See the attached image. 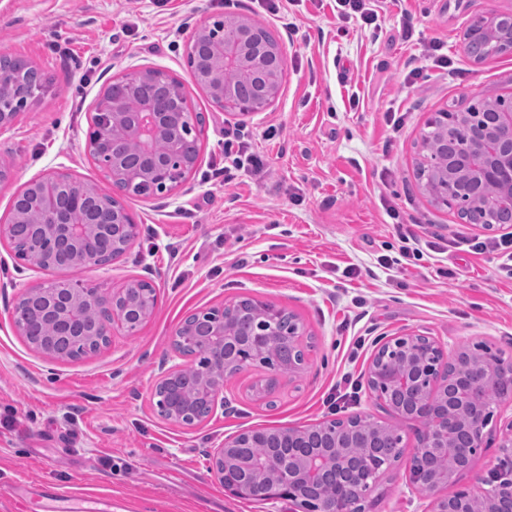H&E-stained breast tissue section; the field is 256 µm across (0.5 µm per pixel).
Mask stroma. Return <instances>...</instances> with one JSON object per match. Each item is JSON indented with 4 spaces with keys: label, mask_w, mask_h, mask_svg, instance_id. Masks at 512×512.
<instances>
[{
    "label": "stroma",
    "mask_w": 512,
    "mask_h": 512,
    "mask_svg": "<svg viewBox=\"0 0 512 512\" xmlns=\"http://www.w3.org/2000/svg\"><path fill=\"white\" fill-rule=\"evenodd\" d=\"M236 3L281 39L285 70L279 100L245 121L267 171L227 186L208 175L223 166L224 131L236 122L211 107L185 55L199 18L224 14L218 0H0V54L30 61L51 80L0 132V161L15 166L13 181L0 185L1 219L15 192L51 169L107 188L86 141L98 96L128 68L176 77L202 119L198 164L178 188L126 198L141 232L122 257L79 273L45 272L0 243V512H25L22 493L39 481L81 484L111 498L112 512H296L285 499L227 494L208 470L207 449L245 429L356 415L398 424L405 445L367 498V512H428V495L410 481L415 429L366 384L373 351L412 332L434 338L451 357L469 346L512 361V279L498 273L493 254L467 245L512 235V226L485 231L456 208L436 207L419 176L431 113L512 97L511 52L476 61L462 50L475 18L512 14V0H374L375 35L358 20H339L334 0H300L276 16L255 0ZM436 41L448 50V69L427 65ZM417 66L421 76L411 77ZM390 108L405 114L396 133L385 122ZM391 204L420 241L443 240L446 252L377 268L378 255H397L401 246L386 213ZM186 208L193 218L182 217ZM352 264L359 275L345 277ZM74 277L100 292L153 280L156 313L136 335L114 333L98 353L53 360L16 332L11 304L37 282ZM249 297L300 318L309 335L303 373L281 376L261 400L252 387L269 371L253 364L225 380L224 409L203 424L163 420L155 384L179 361L175 327L188 314ZM345 378L357 398L332 409L329 395ZM511 421L512 401L500 403L458 486L489 479L498 436Z\"/></svg>",
    "instance_id": "35a3bbf8"
}]
</instances>
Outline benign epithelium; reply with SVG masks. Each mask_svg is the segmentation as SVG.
Returning <instances> with one entry per match:
<instances>
[{"label":"benign epithelium","instance_id":"benign-epithelium-1","mask_svg":"<svg viewBox=\"0 0 512 512\" xmlns=\"http://www.w3.org/2000/svg\"><path fill=\"white\" fill-rule=\"evenodd\" d=\"M473 28L492 48L512 40V15L490 14ZM186 56L195 81L211 106L227 116L252 117L268 111L283 90V45L267 27L246 14L208 16L199 20L187 41ZM38 69L17 59L0 68V130L14 125L41 93ZM193 104L181 81L150 67H134L112 82L95 104L87 151L103 164L111 190L50 170L27 183L16 198L9 222L0 224V242L10 240L21 224L49 243L46 251L21 257L28 266L53 270L57 263L74 271L104 265L122 255L140 236V225L123 198L147 185L160 194L174 191L195 168L200 154L193 124ZM422 138L420 176L438 207L464 209L467 223L490 229L501 214H512V98L487 100L485 112H435ZM158 288L151 280L132 278L122 287L98 293L71 280L54 288L46 280L23 291L14 308L28 309L34 321L53 327L33 348L57 361H73V343L84 342L97 353L113 331L134 334L154 316ZM288 329H282L283 319ZM288 337V353L273 352L276 339ZM304 325L298 317L265 301L250 299L241 312L238 301L213 306L181 322L173 349L188 356L183 342L213 348L202 366L175 364L155 386L159 415L167 422L193 428L206 420L194 400L205 397L209 411L224 406V381L254 362L266 360L273 375L283 369L299 375L304 366ZM366 382L408 423L416 425L417 447L412 482L431 498L429 512H512V422L499 437L500 462L488 488H456L448 474L435 471L449 455L456 470H467L484 441L494 406L512 400V363H496L485 353L462 349L448 362L441 344L429 336L400 334L381 343L366 371ZM506 387L496 401L485 391ZM266 457L249 463L233 454L266 438L244 430L206 452L209 470L230 495L241 499L300 501L305 479L316 488L341 493L332 509L314 512H365L364 498L398 457L387 448L402 447L400 434L367 416L334 418L308 426L279 429Z\"/></svg>","mask_w":512,"mask_h":512}]
</instances>
